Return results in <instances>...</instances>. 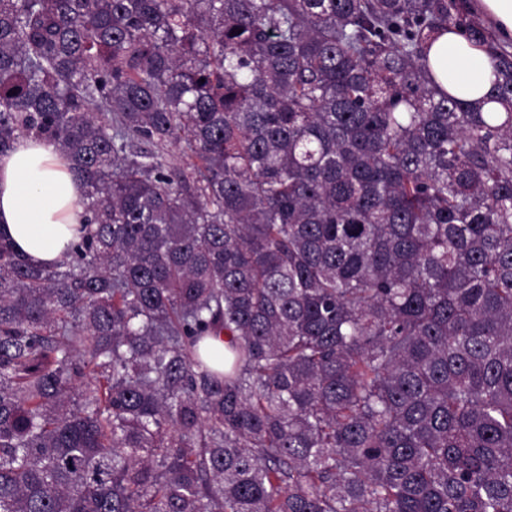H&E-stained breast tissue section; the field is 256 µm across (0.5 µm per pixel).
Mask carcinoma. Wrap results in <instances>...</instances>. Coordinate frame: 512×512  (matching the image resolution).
<instances>
[{
	"mask_svg": "<svg viewBox=\"0 0 512 512\" xmlns=\"http://www.w3.org/2000/svg\"><path fill=\"white\" fill-rule=\"evenodd\" d=\"M21 138L86 222L0 241V512H512V52L464 0H0ZM429 62L434 80L451 96L477 101L490 90L493 75L485 51L458 31L434 43Z\"/></svg>",
	"mask_w": 512,
	"mask_h": 512,
	"instance_id": "1",
	"label": "carcinoma"
}]
</instances>
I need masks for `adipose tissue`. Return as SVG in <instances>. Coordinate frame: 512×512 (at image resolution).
<instances>
[{"label":"adipose tissue","mask_w":512,"mask_h":512,"mask_svg":"<svg viewBox=\"0 0 512 512\" xmlns=\"http://www.w3.org/2000/svg\"><path fill=\"white\" fill-rule=\"evenodd\" d=\"M434 80L449 95L476 101L490 90L484 50L451 31L429 53ZM82 188L68 162L44 141L23 139L0 156V237L30 262L51 267L66 256L82 224Z\"/></svg>","instance_id":"1"}]
</instances>
